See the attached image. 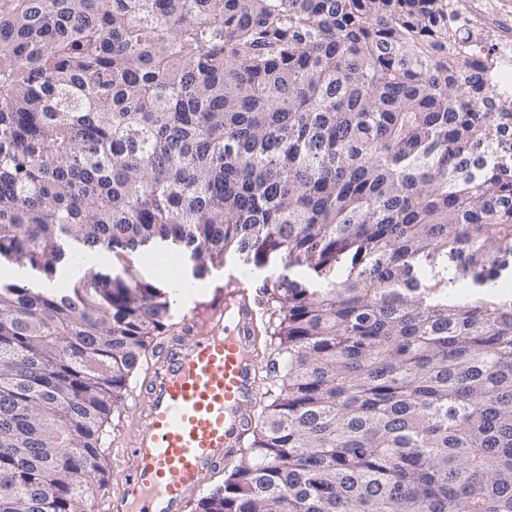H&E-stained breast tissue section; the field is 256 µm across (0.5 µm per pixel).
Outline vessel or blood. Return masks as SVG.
Returning a JSON list of instances; mask_svg holds the SVG:
<instances>
[{"label":"vessel or blood","instance_id":"1","mask_svg":"<svg viewBox=\"0 0 512 512\" xmlns=\"http://www.w3.org/2000/svg\"><path fill=\"white\" fill-rule=\"evenodd\" d=\"M241 295L226 288L222 313L195 311L201 336L156 374L129 445L138 469L110 512H181L205 474L238 449L255 389L251 312Z\"/></svg>","mask_w":512,"mask_h":512}]
</instances>
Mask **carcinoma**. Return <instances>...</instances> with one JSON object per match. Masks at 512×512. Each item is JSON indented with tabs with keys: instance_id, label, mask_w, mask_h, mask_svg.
<instances>
[{
	"instance_id": "obj_1",
	"label": "carcinoma",
	"mask_w": 512,
	"mask_h": 512,
	"mask_svg": "<svg viewBox=\"0 0 512 512\" xmlns=\"http://www.w3.org/2000/svg\"><path fill=\"white\" fill-rule=\"evenodd\" d=\"M417 0H0V253L227 252L280 365L193 512H512V112ZM460 278L475 290L453 289ZM171 316L151 284L0 279V512H86Z\"/></svg>"
}]
</instances>
